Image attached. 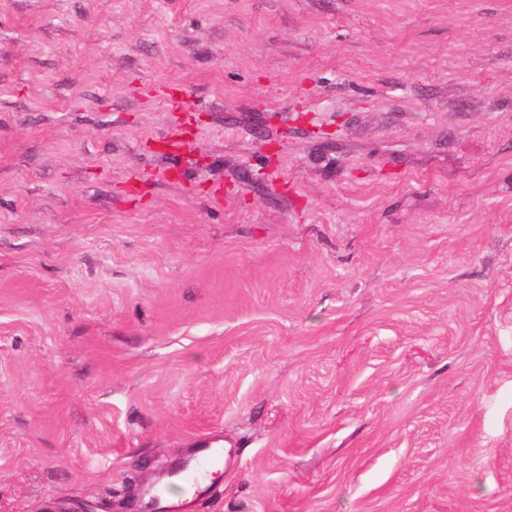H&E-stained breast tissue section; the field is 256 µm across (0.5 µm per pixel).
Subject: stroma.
<instances>
[{"label": "stroma", "mask_w": 512, "mask_h": 512, "mask_svg": "<svg viewBox=\"0 0 512 512\" xmlns=\"http://www.w3.org/2000/svg\"><path fill=\"white\" fill-rule=\"evenodd\" d=\"M155 487L512 512V0H0V512ZM218 445L210 439H202L199 442L198 455L193 464L187 466L180 473L181 480L187 483L191 488L197 489L204 480L205 474L213 466L221 462L223 452L220 448H214Z\"/></svg>", "instance_id": "1"}]
</instances>
